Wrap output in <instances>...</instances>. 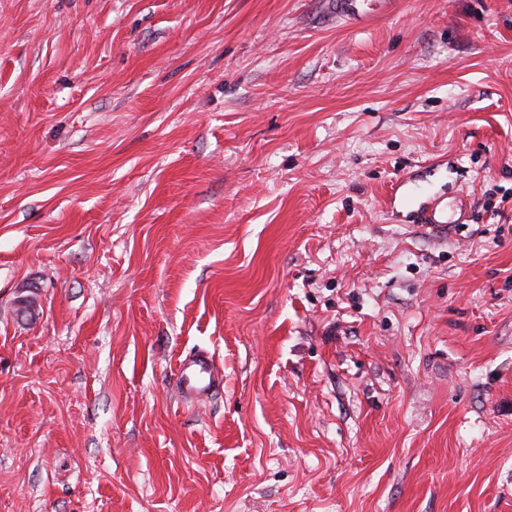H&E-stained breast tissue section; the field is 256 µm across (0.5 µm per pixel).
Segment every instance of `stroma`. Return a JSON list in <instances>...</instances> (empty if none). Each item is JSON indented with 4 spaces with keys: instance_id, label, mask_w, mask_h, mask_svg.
Returning a JSON list of instances; mask_svg holds the SVG:
<instances>
[{
    "instance_id": "stroma-1",
    "label": "stroma",
    "mask_w": 512,
    "mask_h": 512,
    "mask_svg": "<svg viewBox=\"0 0 512 512\" xmlns=\"http://www.w3.org/2000/svg\"><path fill=\"white\" fill-rule=\"evenodd\" d=\"M327 3L0 0V512H512V0ZM336 17L345 21H366L371 17L381 16L393 9V0H376L377 9H365L364 0H330ZM472 208L465 196L459 197L449 208L439 202H426L416 210L418 226L438 237H453L460 224H468ZM175 386L185 400L208 397L224 390V374L215 368L208 352L199 351L183 361Z\"/></svg>"
}]
</instances>
